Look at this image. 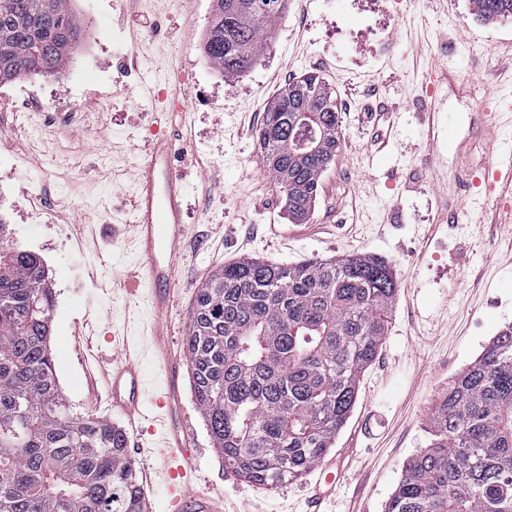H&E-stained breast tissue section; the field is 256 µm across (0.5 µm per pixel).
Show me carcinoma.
I'll use <instances>...</instances> for the list:
<instances>
[{
    "mask_svg": "<svg viewBox=\"0 0 512 512\" xmlns=\"http://www.w3.org/2000/svg\"><path fill=\"white\" fill-rule=\"evenodd\" d=\"M288 0H213L203 53L250 69ZM485 22L512 0H471ZM69 0H0V82L53 77L80 43ZM336 99L316 76L266 107L255 141L288 215L304 219L339 148ZM0 223V512H144L122 430L77 416L50 347L53 292L40 258ZM398 283L371 255L292 265L243 259L197 289L184 346L198 410L224 468L258 486L297 480L334 446L374 361ZM431 446L385 512H512V328L432 404Z\"/></svg>",
    "mask_w": 512,
    "mask_h": 512,
    "instance_id": "carcinoma-1",
    "label": "carcinoma"
}]
</instances>
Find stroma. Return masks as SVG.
Here are the masks:
<instances>
[{
    "mask_svg": "<svg viewBox=\"0 0 512 512\" xmlns=\"http://www.w3.org/2000/svg\"><path fill=\"white\" fill-rule=\"evenodd\" d=\"M377 35L352 0H288L254 66L217 70L202 52L212 0H71L82 40L65 68L74 83L35 74L0 83V199L11 242L38 255L55 292L50 345L58 386L73 413L123 426L105 397L104 372L125 346L147 348L156 314L139 275L131 218L134 179L153 134L166 130L186 174L184 252L165 319L180 360L178 389L202 487L226 512H307L318 470L266 488L228 473L197 408L184 336L197 289L225 263L276 264L376 255L398 291L387 332L361 374L354 410L336 439L353 445L332 512H384L409 460L433 440L438 393L500 331L512 327V191L481 196L477 222L448 212L458 173L447 138L428 140L422 111L434 93L441 115L476 157L492 160L491 136L474 137L472 113H512V18L477 20L470 0H376ZM452 78L429 89L431 73ZM334 92L341 147L315 207L291 222L255 147L265 107L304 74ZM27 115L25 123L16 113ZM44 186L30 198L29 182ZM128 449L146 512H171L148 449Z\"/></svg>",
    "mask_w": 512,
    "mask_h": 512,
    "instance_id": "obj_1",
    "label": "stroma"
}]
</instances>
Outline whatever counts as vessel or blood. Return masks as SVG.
Instances as JSON below:
<instances>
[{"mask_svg": "<svg viewBox=\"0 0 512 512\" xmlns=\"http://www.w3.org/2000/svg\"><path fill=\"white\" fill-rule=\"evenodd\" d=\"M142 168L135 189L132 225L147 271L151 306L162 313L174 303L172 283L181 258L178 244L185 228L186 184L182 171L174 164L173 143L167 137L159 136L149 143ZM486 176L493 183L512 186L511 149L503 150L493 164L467 170L468 179L475 184ZM152 336L157 358L166 370L163 396L156 405H149L141 353L132 348L112 359L106 373L107 401L113 414L123 418L133 432L143 430L145 423L152 421L154 409H163L166 437L162 449L155 451L154 459L172 496L175 512H223L221 500L192 482L196 466L181 412L176 387L177 363L171 358L167 326L155 322ZM344 462V456L339 455L317 463L320 475L309 492L307 512H327Z\"/></svg>", "mask_w": 512, "mask_h": 512, "instance_id": "vessel-or-blood-1", "label": "vessel or blood"}]
</instances>
